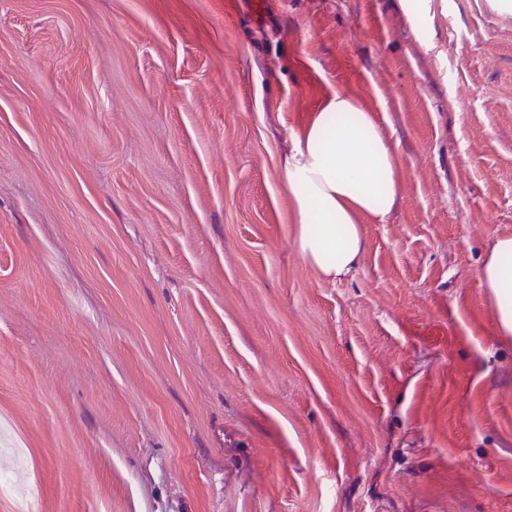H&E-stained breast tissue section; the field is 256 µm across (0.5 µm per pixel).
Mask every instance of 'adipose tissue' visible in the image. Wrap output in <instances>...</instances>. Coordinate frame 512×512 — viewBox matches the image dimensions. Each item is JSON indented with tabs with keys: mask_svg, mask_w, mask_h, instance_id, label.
<instances>
[{
	"mask_svg": "<svg viewBox=\"0 0 512 512\" xmlns=\"http://www.w3.org/2000/svg\"><path fill=\"white\" fill-rule=\"evenodd\" d=\"M284 174L300 255L324 277H344L364 248L361 218L384 221L398 201L394 145L369 112L337 91L296 137ZM480 281L493 298L500 330L512 335L511 236L497 240Z\"/></svg>",
	"mask_w": 512,
	"mask_h": 512,
	"instance_id": "ef3b65f1",
	"label": "adipose tissue"
}]
</instances>
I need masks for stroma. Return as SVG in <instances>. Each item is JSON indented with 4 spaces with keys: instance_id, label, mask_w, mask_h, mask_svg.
I'll list each match as a JSON object with an SVG mask.
<instances>
[{
    "instance_id": "stroma-1",
    "label": "stroma",
    "mask_w": 512,
    "mask_h": 512,
    "mask_svg": "<svg viewBox=\"0 0 512 512\" xmlns=\"http://www.w3.org/2000/svg\"><path fill=\"white\" fill-rule=\"evenodd\" d=\"M0 0V475L38 512H512V14ZM401 196L342 279L284 160L334 91ZM480 281L492 295L498 325L503 333L512 335V237L495 243L480 269Z\"/></svg>"
}]
</instances>
